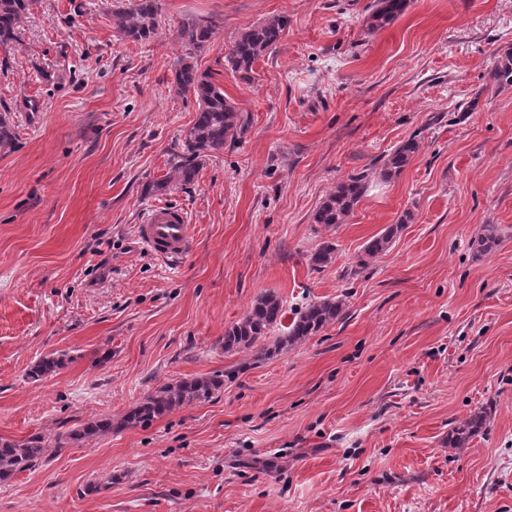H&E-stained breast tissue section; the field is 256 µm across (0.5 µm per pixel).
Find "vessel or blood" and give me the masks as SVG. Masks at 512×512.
Here are the masks:
<instances>
[{
  "mask_svg": "<svg viewBox=\"0 0 512 512\" xmlns=\"http://www.w3.org/2000/svg\"><path fill=\"white\" fill-rule=\"evenodd\" d=\"M142 249L163 259H179L194 250V238L186 212L157 207L145 213L137 227Z\"/></svg>",
  "mask_w": 512,
  "mask_h": 512,
  "instance_id": "vessel-or-blood-1",
  "label": "vessel or blood"
}]
</instances>
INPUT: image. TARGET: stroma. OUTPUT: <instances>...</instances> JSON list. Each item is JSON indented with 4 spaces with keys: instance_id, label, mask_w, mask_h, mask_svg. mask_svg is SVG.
<instances>
[{
    "instance_id": "1",
    "label": "stroma",
    "mask_w": 512,
    "mask_h": 512,
    "mask_svg": "<svg viewBox=\"0 0 512 512\" xmlns=\"http://www.w3.org/2000/svg\"><path fill=\"white\" fill-rule=\"evenodd\" d=\"M121 0H34L0 72L17 125L0 151V438L46 455L0 484V512H512V0H408L368 33L373 0H158L148 41ZM287 16L251 81L226 56ZM219 24L194 62L249 124L194 184L149 186L195 120L174 91L180 24ZM399 176L379 159L408 138ZM369 188L345 223L313 215L337 182ZM186 211L189 256L141 249L145 209ZM411 219L368 266L364 244ZM501 243L478 255L484 225ZM332 243L315 270L309 255ZM285 310L343 297L340 319L253 361L224 332L261 294ZM57 355V373L31 368ZM235 370L208 401L59 448L164 383ZM466 448L448 434L478 407ZM126 7L112 13V25L124 38L147 41L157 30V0H127Z\"/></svg>"
}]
</instances>
